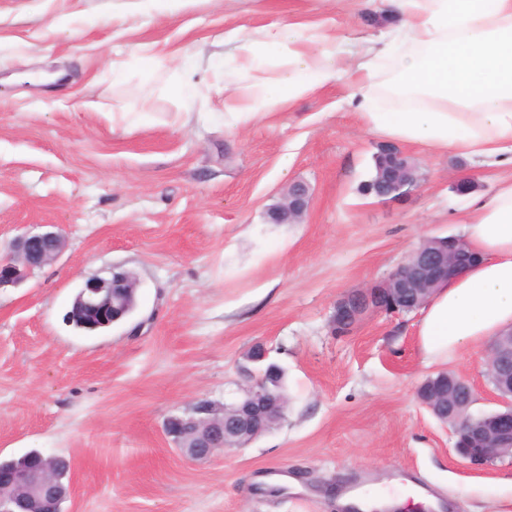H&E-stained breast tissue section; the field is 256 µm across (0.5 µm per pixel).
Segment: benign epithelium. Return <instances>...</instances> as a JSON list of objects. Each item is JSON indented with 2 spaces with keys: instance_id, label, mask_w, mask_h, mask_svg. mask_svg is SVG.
I'll return each instance as SVG.
<instances>
[{
  "instance_id": "obj_1",
  "label": "benign epithelium",
  "mask_w": 512,
  "mask_h": 512,
  "mask_svg": "<svg viewBox=\"0 0 512 512\" xmlns=\"http://www.w3.org/2000/svg\"><path fill=\"white\" fill-rule=\"evenodd\" d=\"M382 150L390 164L382 177L380 196L395 201L406 195L404 188L418 186L419 175L401 151L391 146ZM308 205V186L294 183L281 204L270 211V218L275 224L300 221ZM64 247L63 237L55 231L25 233L11 253L0 259V288L21 282L34 269L55 260ZM469 259L470 253L458 238L423 241L409 254L402 269L382 284L338 299L331 317L332 330L346 334L375 314L419 309L437 286L469 266ZM134 287L136 283L128 272L114 270L109 278L86 280L78 303L108 327L123 319L116 295ZM487 367L499 408L481 415L457 418L452 396L459 394L470 405L476 397L473 386L460 375L445 371L427 378L417 389L419 402L451 427L455 452L476 466L512 456V329L494 340ZM247 374L250 384L235 401L222 407L201 404L167 418L164 433L183 456L204 461L219 451L244 447L280 417L284 401L277 391L265 382H257L252 371ZM71 491V482L63 481L57 456L52 453L34 450L17 459L0 461V512H61Z\"/></svg>"
}]
</instances>
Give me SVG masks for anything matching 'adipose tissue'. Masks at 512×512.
Returning <instances> with one entry per match:
<instances>
[{
	"instance_id": "obj_1",
	"label": "adipose tissue",
	"mask_w": 512,
	"mask_h": 512,
	"mask_svg": "<svg viewBox=\"0 0 512 512\" xmlns=\"http://www.w3.org/2000/svg\"><path fill=\"white\" fill-rule=\"evenodd\" d=\"M401 39L381 34L342 68L336 48L281 21L250 39L227 30L240 58L263 78L225 86L224 110L238 125L351 74L356 109L385 137L512 164V0H390ZM478 261L435 290L418 336L427 363L512 327V180L472 195L462 221Z\"/></svg>"
}]
</instances>
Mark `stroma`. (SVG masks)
<instances>
[{
  "label": "stroma",
  "mask_w": 512,
  "mask_h": 512,
  "mask_svg": "<svg viewBox=\"0 0 512 512\" xmlns=\"http://www.w3.org/2000/svg\"><path fill=\"white\" fill-rule=\"evenodd\" d=\"M386 0H0V256L44 224L62 253L0 289V460L37 449L71 461L63 512H339L341 487L420 488L448 512H512V457L475 466L416 398L419 312L330 326L336 301L389 275L424 240L455 236L467 203L511 166L399 142L419 187L363 195L387 140L349 106L352 77L249 126L224 112L244 84L226 30L291 19L352 44L392 28ZM161 80L143 81L144 59ZM122 63L113 73V63ZM191 80L171 96L168 81ZM124 119L113 120V111ZM309 185L301 223L274 224L289 184ZM134 273L133 318L95 333L65 321L75 293ZM288 375L284 421L206 461L166 437L172 414L235 400L247 353ZM486 345L447 368L496 409Z\"/></svg>",
  "instance_id": "1"
}]
</instances>
